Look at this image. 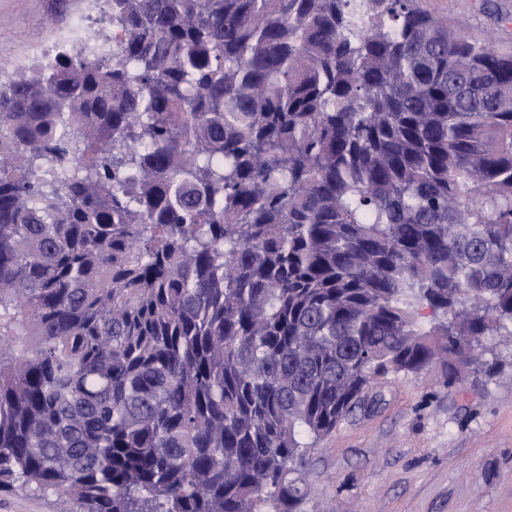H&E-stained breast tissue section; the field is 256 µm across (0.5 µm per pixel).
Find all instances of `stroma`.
I'll return each mask as SVG.
<instances>
[{"label":"stroma","instance_id":"35a3bbf8","mask_svg":"<svg viewBox=\"0 0 512 512\" xmlns=\"http://www.w3.org/2000/svg\"><path fill=\"white\" fill-rule=\"evenodd\" d=\"M512 53V0H419ZM84 0H0V76L73 27ZM449 382L435 366L370 388L311 449L301 512H512V347L481 337ZM0 512H79L57 493H0Z\"/></svg>","mask_w":512,"mask_h":512}]
</instances>
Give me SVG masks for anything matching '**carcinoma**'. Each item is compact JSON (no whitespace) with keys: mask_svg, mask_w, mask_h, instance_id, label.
<instances>
[{"mask_svg":"<svg viewBox=\"0 0 512 512\" xmlns=\"http://www.w3.org/2000/svg\"><path fill=\"white\" fill-rule=\"evenodd\" d=\"M0 79V492L300 512L378 380L512 338V55L418 0H103Z\"/></svg>","mask_w":512,"mask_h":512,"instance_id":"1","label":"carcinoma"}]
</instances>
